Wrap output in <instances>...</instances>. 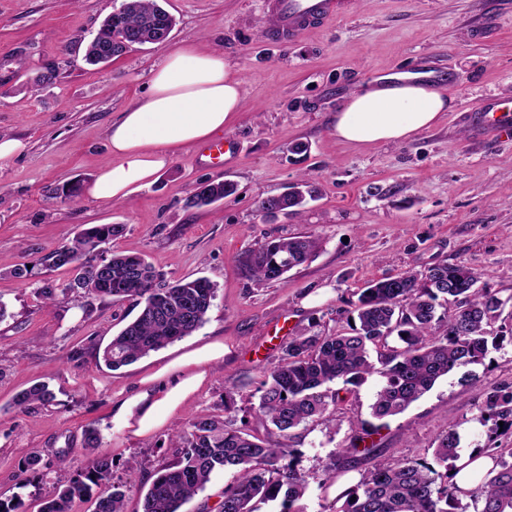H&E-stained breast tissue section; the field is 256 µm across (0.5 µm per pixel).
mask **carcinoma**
Returning <instances> with one entry per match:
<instances>
[{"mask_svg":"<svg viewBox=\"0 0 512 512\" xmlns=\"http://www.w3.org/2000/svg\"><path fill=\"white\" fill-rule=\"evenodd\" d=\"M161 0H131L130 6L109 14L85 51L91 65L107 64L127 51L123 39L152 33L142 44L166 39L175 25ZM314 188L306 179L293 190L260 203L267 219L280 214L298 216ZM236 193L230 181L201 186L186 205L207 207ZM124 224H95L82 229L69 242L43 255L46 268L70 267L75 271L69 288L84 290L88 298L134 300L139 314L105 345L101 359L118 370L192 334L206 320L216 286L200 277L167 282L140 255L114 253L99 264L86 257L124 235ZM317 240L308 235L272 240L253 251L248 269L259 281H275L305 263L316 251ZM142 277L137 288L112 284L131 274ZM483 273L458 264L438 263L424 273L406 272L371 281L351 302L353 324L349 330L323 333L308 329L289 338L279 361L264 372L253 407L259 426L241 425L220 414L194 416L175 435L173 462L161 466L143 499L142 512H180L181 506L205 489L214 472L233 470L232 483L224 487L215 512H259L272 504L273 512H306L303 503L309 474L301 467L302 453L287 444L294 431L310 423L336 425V412L353 388L376 373L381 383L371 404L377 423L361 420L352 426L351 447L336 452L351 458L370 456L376 444L366 439L386 426L384 420L418 401L448 373L482 362L490 349L499 347L506 334L494 329L498 321L510 322L507 309L512 296L502 299L482 285ZM377 363L370 361V349ZM347 385L345 395L331 389L337 381ZM55 394L38 382L16 394L14 406L22 412L47 407ZM480 421L492 423L484 450L493 460L486 478L466 496L482 502L481 512H512V448L497 443L502 432L512 430V382L487 393L480 405ZM504 425H499V422ZM83 448L90 453L84 470L60 485L40 512H72L75 500L93 501V512H125V485L113 481L112 458L101 451L100 432L88 425ZM459 440L453 430L439 438L433 458L440 465L458 458ZM52 463L42 454L28 455L21 473L27 486L47 475ZM461 490L452 470H437L423 458L399 459L368 471L353 488L336 497L331 512H459Z\"/></svg>","mask_w":512,"mask_h":512,"instance_id":"1","label":"carcinoma"}]
</instances>
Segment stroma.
Segmentation results:
<instances>
[{"label": "stroma", "instance_id": "1", "mask_svg": "<svg viewBox=\"0 0 512 512\" xmlns=\"http://www.w3.org/2000/svg\"><path fill=\"white\" fill-rule=\"evenodd\" d=\"M266 0H165L176 25L160 43L135 47L104 66L85 62L88 42L120 0H0V135L25 151L0 162V496H19L39 512L57 483L84 470L82 429L95 425L126 485L125 512H141L152 476L172 459L171 437L203 411L223 413L224 392L237 389L233 419L252 417L262 371L276 363L293 333L313 327L341 332L350 300L368 281L426 271L445 261L481 271L488 288L512 296V120L487 133L482 107L512 108V0H359L355 12L306 31L293 42L268 41L260 21ZM194 44L223 53L243 82L244 104L224 134L239 150L221 166L200 146L175 150L155 182L124 200L104 202L57 186L87 187L107 162L106 134L126 107L146 94L151 69L171 50ZM53 83L35 87L47 69ZM398 71L428 75L453 99L438 123L411 139L358 148L336 140L332 119L360 86ZM309 177L316 198L302 217L265 220L259 205ZM237 190L212 210L188 207L204 182ZM93 224L126 232L107 252L143 255L167 280L205 277L216 298L198 330L112 371L97 358L138 313L134 301H88L69 290L68 268H40V258ZM318 240L314 256L282 279L255 280L245 266L260 244L299 234ZM37 267L14 278L15 267ZM56 297L44 305L40 288ZM317 301L303 307L305 296ZM220 339L224 357L166 423L137 438L113 407L141 391V381L180 356ZM512 381V342L483 363L453 371L375 441L377 456L346 463L334 489L356 484L375 466L431 459L448 430L460 452L483 447L478 420L484 393ZM48 383L54 405L23 414L14 395ZM379 385L369 376L327 428L299 429L296 446L309 472L307 512H329L323 488L332 455L351 443V423L370 417ZM65 462L36 485L22 486L32 452Z\"/></svg>", "mask_w": 512, "mask_h": 512}]
</instances>
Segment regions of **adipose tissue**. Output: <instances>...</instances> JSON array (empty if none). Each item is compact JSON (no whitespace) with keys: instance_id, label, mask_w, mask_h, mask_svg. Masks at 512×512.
Listing matches in <instances>:
<instances>
[{"instance_id":"1","label":"adipose tissue","mask_w":512,"mask_h":512,"mask_svg":"<svg viewBox=\"0 0 512 512\" xmlns=\"http://www.w3.org/2000/svg\"><path fill=\"white\" fill-rule=\"evenodd\" d=\"M447 90L398 73L349 94L337 108L332 133L359 148L400 142L430 129L447 111ZM243 107L242 82L222 53L195 46L166 55L151 71L144 97L120 112L106 139L109 160L87 189L96 200H121L150 186L176 148L211 139ZM224 345L210 343L151 375V384L116 404V416L133 433L159 428L202 385L206 365L222 359ZM188 369L175 376L174 367Z\"/></svg>"}]
</instances>
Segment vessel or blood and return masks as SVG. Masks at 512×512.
<instances>
[{
	"label": "vessel or blood",
	"instance_id": "obj_1",
	"mask_svg": "<svg viewBox=\"0 0 512 512\" xmlns=\"http://www.w3.org/2000/svg\"><path fill=\"white\" fill-rule=\"evenodd\" d=\"M353 0H267L266 33L278 43L290 42L305 31L346 16Z\"/></svg>",
	"mask_w": 512,
	"mask_h": 512
}]
</instances>
